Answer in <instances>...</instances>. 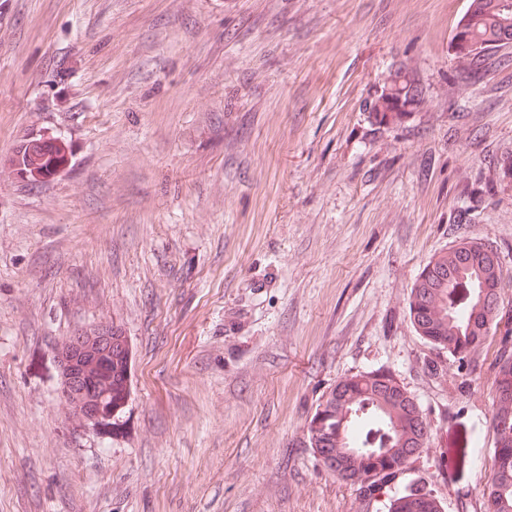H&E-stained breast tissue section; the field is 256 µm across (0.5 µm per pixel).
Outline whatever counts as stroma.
<instances>
[{
	"label": "stroma",
	"instance_id": "obj_1",
	"mask_svg": "<svg viewBox=\"0 0 512 512\" xmlns=\"http://www.w3.org/2000/svg\"><path fill=\"white\" fill-rule=\"evenodd\" d=\"M467 7L0 0V512H387L412 484L485 512L501 335L466 377L408 311L461 240L512 270V44L470 83L449 49ZM397 67L424 102L380 125L366 103ZM52 137L68 164L18 178L15 149ZM109 322L129 395L87 435L56 349ZM371 371L413 395L430 448L368 495L307 423Z\"/></svg>",
	"mask_w": 512,
	"mask_h": 512
}]
</instances>
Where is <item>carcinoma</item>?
<instances>
[{
	"label": "carcinoma",
	"instance_id": "1",
	"mask_svg": "<svg viewBox=\"0 0 512 512\" xmlns=\"http://www.w3.org/2000/svg\"><path fill=\"white\" fill-rule=\"evenodd\" d=\"M505 0H469L457 23L456 38L476 40L486 50L450 46L455 69L481 74L489 52L500 41L512 40V25L501 23ZM390 87L375 94L367 109L375 122L400 125L421 107L423 92L415 77L397 69L389 76ZM67 163L66 152L53 146L25 144L12 159L16 173L40 184ZM483 242L463 240L435 254L417 275L411 289L409 319L412 327L438 352L457 362L478 366L473 348L483 343L492 326L506 313L500 295L512 274L489 262ZM82 338V384L85 400L96 402L102 416L115 413L123 404L129 383L131 352L122 330L111 323L77 332ZM110 337L96 348L95 339ZM499 376L493 401L499 392L512 389V328H505L495 357ZM492 435L512 439V410L493 409L489 420ZM309 445L328 472L368 491L380 480L395 477L414 456L430 447V424L414 397L392 377L359 373L339 380L316 405L307 424ZM486 512H512V453L493 461L482 488ZM387 512H442L435 495L418 485L392 497Z\"/></svg>",
	"mask_w": 512,
	"mask_h": 512
}]
</instances>
